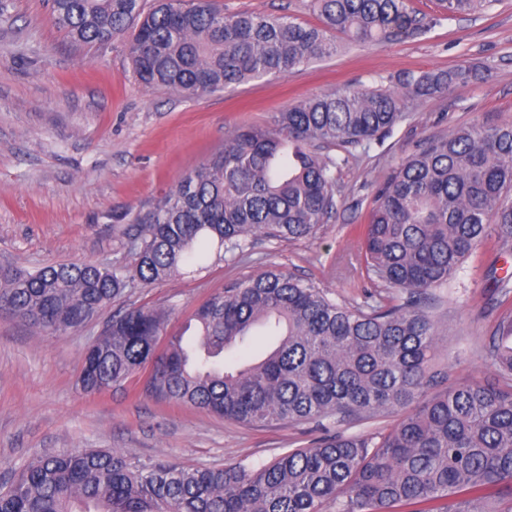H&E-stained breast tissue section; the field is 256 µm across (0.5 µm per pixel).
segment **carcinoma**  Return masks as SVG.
Masks as SVG:
<instances>
[{
  "label": "carcinoma",
  "mask_w": 512,
  "mask_h": 512,
  "mask_svg": "<svg viewBox=\"0 0 512 512\" xmlns=\"http://www.w3.org/2000/svg\"><path fill=\"white\" fill-rule=\"evenodd\" d=\"M496 0H312L318 26L287 14L228 13L220 0H51L70 40H125L145 87L189 96L287 74L331 57L338 39L376 45L419 38L443 19ZM485 78L470 64L407 72L394 87L353 86L291 105L267 126L228 132L224 148L155 202L112 216L132 262L59 263L0 271V312L52 335L98 318L139 283L204 270L202 250L237 257L250 238L298 240L338 209L336 171L352 150L383 142L418 99ZM341 150L344 155L330 154ZM368 277L388 303L347 306L313 282L263 271L212 294L193 314L199 336L167 338L166 315L112 316L85 353L81 384L105 391L153 364L149 393L244 425L347 421L400 413L388 431L338 432L268 464H136L116 450L41 455L0 486V512H512V279L491 268L499 316L483 346L497 385L430 393L447 379L434 310L465 260L512 250V123L425 139L381 184L358 233ZM265 325L264 357L228 368L224 353Z\"/></svg>",
  "instance_id": "carcinoma-1"
}]
</instances>
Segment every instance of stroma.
<instances>
[{
	"mask_svg": "<svg viewBox=\"0 0 512 512\" xmlns=\"http://www.w3.org/2000/svg\"><path fill=\"white\" fill-rule=\"evenodd\" d=\"M0 16V267L124 260L112 214L160 197L224 146L235 128L346 87L378 86L404 72L462 62L488 76L417 102L383 145L356 149L336 173L339 210L308 238L257 237L248 254L211 259L206 271L134 285L78 331L48 335L0 314V485L34 455L111 448L142 463L222 467L267 463L336 433L335 423L249 426L145 392L147 371L103 393L82 390L86 348L113 313L168 309V335L194 336L190 316L212 294L266 269L316 283L358 305L375 290L357 261L353 226L368 221L374 194L428 136L461 126L512 122V0L443 21L416 39L353 45L291 73L194 97L140 85L121 43L81 48L47 19L48 0H8ZM229 12L292 15L318 25L310 0H223ZM477 250L448 288L439 351L448 386L495 384L483 343L501 313Z\"/></svg>",
	"mask_w": 512,
	"mask_h": 512,
	"instance_id": "stroma-1",
	"label": "stroma"
}]
</instances>
